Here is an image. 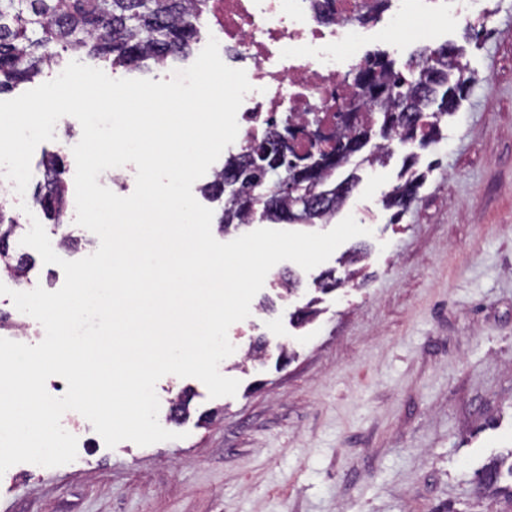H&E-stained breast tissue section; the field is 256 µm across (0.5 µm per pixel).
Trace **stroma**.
I'll list each match as a JSON object with an SVG mask.
<instances>
[{"mask_svg":"<svg viewBox=\"0 0 512 512\" xmlns=\"http://www.w3.org/2000/svg\"><path fill=\"white\" fill-rule=\"evenodd\" d=\"M488 8L481 41L460 27L440 36L473 77L440 140L359 172L340 211L370 230L355 279L349 241L308 272L278 263L228 331L220 371L235 396L164 376L158 419L175 439L110 448L82 421L74 461L0 476V512H512V477L478 486L512 455V0ZM81 133L65 116L37 146L25 203L48 156L75 171ZM410 152L424 179L399 212L386 197ZM49 238L71 261L99 246L71 210ZM328 271L341 284L324 291ZM288 272L299 286L284 296L275 283ZM307 306L318 315L298 324ZM259 337L261 358L245 360ZM182 392L188 413L174 422Z\"/></svg>","mask_w":512,"mask_h":512,"instance_id":"stroma-1","label":"stroma"}]
</instances>
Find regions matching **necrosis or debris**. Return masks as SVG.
I'll return each mask as SVG.
<instances>
[{
  "label": "necrosis or debris",
  "mask_w": 512,
  "mask_h": 512,
  "mask_svg": "<svg viewBox=\"0 0 512 512\" xmlns=\"http://www.w3.org/2000/svg\"><path fill=\"white\" fill-rule=\"evenodd\" d=\"M428 18L479 27L489 20L488 0H220L211 24L225 59L252 63L237 151L282 120L300 152L316 150L305 134L311 112L329 136L339 134L337 112L359 100L352 72L370 62L385 30Z\"/></svg>",
  "instance_id": "necrosis-or-debris-1"
}]
</instances>
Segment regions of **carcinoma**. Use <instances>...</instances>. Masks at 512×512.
Listing matches in <instances>:
<instances>
[{"label": "carcinoma", "mask_w": 512, "mask_h": 512, "mask_svg": "<svg viewBox=\"0 0 512 512\" xmlns=\"http://www.w3.org/2000/svg\"><path fill=\"white\" fill-rule=\"evenodd\" d=\"M209 11L210 0H0V93L33 80L61 50L129 68L185 57L202 38L201 20ZM461 58L459 49L443 44L429 54L411 55L401 67L381 55L357 69L352 84L368 107L369 118L355 115L344 125L339 147L318 150V162L299 172L305 186L301 194L281 188L274 170L264 176L251 173L253 158L277 154V128L254 140L246 152L230 155L207 187L215 197L227 186L236 189L224 200L222 228L253 218L258 204L261 216L275 222L329 221L358 186L357 171L363 165L383 162L395 144L424 145L435 139L439 117L458 108L470 89L472 77L465 76L467 65ZM377 117L382 142L373 145ZM341 169L348 170L347 175L333 181ZM65 173L60 158L50 157L44 184L34 196L54 222L66 210ZM416 187L415 177L406 179L389 196V206L404 207ZM8 208L10 201L0 197V272L22 281L33 259L11 248V240L24 227L18 218L6 216Z\"/></svg>", "instance_id": "carcinoma-1"}]
</instances>
